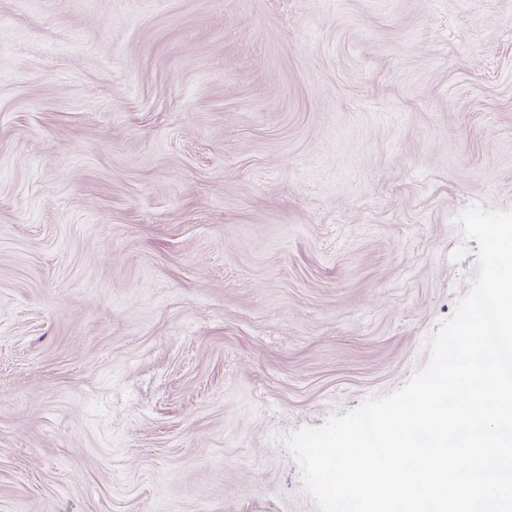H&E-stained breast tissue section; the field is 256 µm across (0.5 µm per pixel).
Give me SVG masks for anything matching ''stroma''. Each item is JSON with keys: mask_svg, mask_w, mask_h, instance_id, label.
I'll return each mask as SVG.
<instances>
[{"mask_svg": "<svg viewBox=\"0 0 512 512\" xmlns=\"http://www.w3.org/2000/svg\"><path fill=\"white\" fill-rule=\"evenodd\" d=\"M512 210V0H0V512H317L284 445L424 366Z\"/></svg>", "mask_w": 512, "mask_h": 512, "instance_id": "obj_1", "label": "stroma"}]
</instances>
